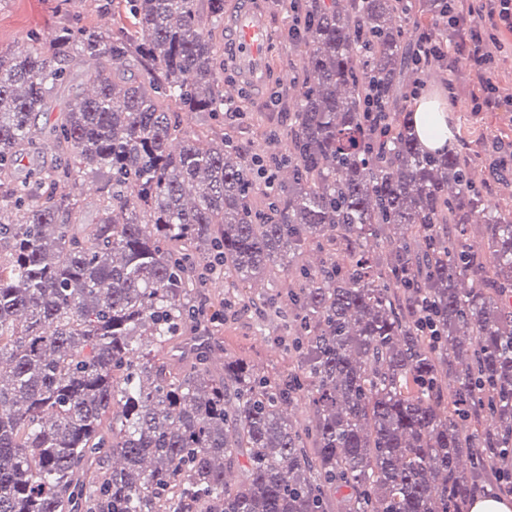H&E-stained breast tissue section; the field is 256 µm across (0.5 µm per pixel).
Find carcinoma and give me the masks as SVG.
Segmentation results:
<instances>
[{"label":"carcinoma","mask_w":512,"mask_h":512,"mask_svg":"<svg viewBox=\"0 0 512 512\" xmlns=\"http://www.w3.org/2000/svg\"><path fill=\"white\" fill-rule=\"evenodd\" d=\"M297 8L311 70L266 133L286 154L263 209L258 156L178 119L224 105V0H125L133 35L64 24L45 50L0 51V512H328L341 488L336 512H461L512 455V182L490 209L484 136L430 152L404 107L374 154L361 112L369 81L390 99L420 75L394 21L424 32L445 2ZM81 59L95 68L52 127L66 158L18 179ZM96 173L110 191L84 234L69 184ZM211 251L238 294L291 277L272 310L288 376L231 359L215 382L206 356H159ZM299 399L310 424L288 415Z\"/></svg>","instance_id":"cac0c4a2"}]
</instances>
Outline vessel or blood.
Returning a JSON list of instances; mask_svg holds the SVG:
<instances>
[{
    "instance_id": "b4317fda",
    "label": "vessel or blood",
    "mask_w": 512,
    "mask_h": 512,
    "mask_svg": "<svg viewBox=\"0 0 512 512\" xmlns=\"http://www.w3.org/2000/svg\"><path fill=\"white\" fill-rule=\"evenodd\" d=\"M230 29L241 84L256 91L262 90L270 44V26L266 15L250 5H242L232 17Z\"/></svg>"
}]
</instances>
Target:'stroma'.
I'll return each instance as SVG.
<instances>
[{
  "mask_svg": "<svg viewBox=\"0 0 512 512\" xmlns=\"http://www.w3.org/2000/svg\"><path fill=\"white\" fill-rule=\"evenodd\" d=\"M255 7L265 13L271 26V48L265 75L263 93L241 91L234 86L237 77L231 52H221L225 63L223 76L229 84L224 95L239 106L243 116L236 124L243 137L257 153L267 150L263 130L281 122L278 109L268 104L269 94L275 88L287 90L289 97H296L298 79L305 67L304 57L297 51L284 47L287 32L286 14L276 5V0H253ZM72 24L76 27L112 29L111 15L98 14L95 0H0V49L21 50L43 47L51 39L57 26ZM423 93L441 94L443 103L453 121L467 127L480 128L487 138L498 136L504 124L500 113L477 112L473 109L465 61L434 63L427 66ZM185 335H204V351L209 355V370L213 377L224 374V361L228 358L245 360L255 372L270 376H284L294 366L293 358L285 353L279 337L269 332L264 323L251 314L227 313L224 320L211 323L207 320L187 322Z\"/></svg>",
  "mask_w": 512,
  "mask_h": 512,
  "instance_id": "1",
  "label": "stroma"
}]
</instances>
